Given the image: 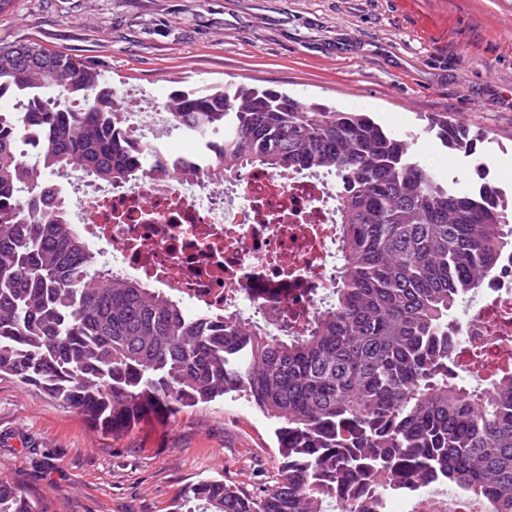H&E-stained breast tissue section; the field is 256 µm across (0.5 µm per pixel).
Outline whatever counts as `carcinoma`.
<instances>
[{"mask_svg": "<svg viewBox=\"0 0 512 512\" xmlns=\"http://www.w3.org/2000/svg\"><path fill=\"white\" fill-rule=\"evenodd\" d=\"M0 376L114 434L227 393L277 425L274 484L251 496L218 480L183 488L168 512H375L354 488L394 492L432 477L512 512V368L472 403L448 378L453 313L512 257V209L488 181L471 191L426 168L413 133L370 112L307 104L274 87L174 89V128L224 127L216 180L254 165L336 178L339 283L303 336L210 328L135 278H112L74 229L66 194L39 179L17 142L43 132L44 173L135 182L149 157L128 145L112 84L87 63L29 42L0 47ZM421 132L475 154L448 115ZM0 512H45L0 478Z\"/></svg>", "mask_w": 512, "mask_h": 512, "instance_id": "1", "label": "carcinoma"}]
</instances>
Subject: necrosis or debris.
<instances>
[{"label":"necrosis or debris","instance_id":"4bbe7bcc","mask_svg":"<svg viewBox=\"0 0 512 512\" xmlns=\"http://www.w3.org/2000/svg\"><path fill=\"white\" fill-rule=\"evenodd\" d=\"M123 128L134 142L168 125L152 96L122 100ZM185 147L166 151L174 163L161 173L145 166L137 182L103 184L66 172L83 186L69 209L76 228L96 249L112 252L113 276L135 277L219 321L230 316L277 335L301 332L326 308L337 279L336 189L317 170L249 168L214 182L198 163L218 140L202 130L184 135ZM480 299L457 322V374L487 385L512 367V262L478 289ZM410 512H472L470 501L428 481L404 497L382 495L381 512L398 500Z\"/></svg>","mask_w":512,"mask_h":512}]
</instances>
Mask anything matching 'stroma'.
Masks as SVG:
<instances>
[{
	"label": "stroma",
	"mask_w": 512,
	"mask_h": 512,
	"mask_svg": "<svg viewBox=\"0 0 512 512\" xmlns=\"http://www.w3.org/2000/svg\"><path fill=\"white\" fill-rule=\"evenodd\" d=\"M36 42L93 64L119 90L257 85L418 132L419 159L468 190L471 159L423 135L447 114L512 192V0H13L0 46ZM358 86L361 96L348 94ZM276 425L237 395L119 435L0 377V476L46 512H167L186 485L258 495Z\"/></svg>",
	"instance_id": "1"
}]
</instances>
